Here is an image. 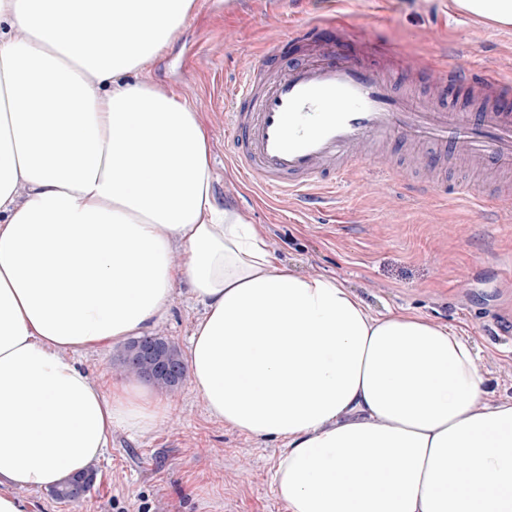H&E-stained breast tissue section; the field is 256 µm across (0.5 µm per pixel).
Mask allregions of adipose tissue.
<instances>
[{"mask_svg":"<svg viewBox=\"0 0 512 512\" xmlns=\"http://www.w3.org/2000/svg\"><path fill=\"white\" fill-rule=\"evenodd\" d=\"M193 7L0 0V512L168 415L80 356L147 334L182 281L205 306L187 375L212 418L281 442L286 512H512V398L470 340L280 264L217 203L198 112L137 78Z\"/></svg>","mask_w":512,"mask_h":512,"instance_id":"adipose-tissue-1","label":"adipose tissue"}]
</instances>
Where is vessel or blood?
Instances as JSON below:
<instances>
[{"mask_svg":"<svg viewBox=\"0 0 512 512\" xmlns=\"http://www.w3.org/2000/svg\"><path fill=\"white\" fill-rule=\"evenodd\" d=\"M346 31L328 21L309 28L280 50L306 46L271 82L259 70L246 71L230 94L231 155L253 185L307 202L332 197L365 161L363 147L402 135L410 144L440 145L480 166L512 170V83L485 75L463 82L449 71L451 84L487 99L479 117L419 104L395 94L381 70L366 62L371 37H357L361 57H329L323 40L344 43Z\"/></svg>","mask_w":512,"mask_h":512,"instance_id":"1","label":"vessel or blood"}]
</instances>
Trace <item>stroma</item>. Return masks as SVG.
<instances>
[{
	"instance_id": "1",
	"label": "stroma",
	"mask_w": 512,
	"mask_h": 512,
	"mask_svg": "<svg viewBox=\"0 0 512 512\" xmlns=\"http://www.w3.org/2000/svg\"><path fill=\"white\" fill-rule=\"evenodd\" d=\"M196 0L185 23L147 72L199 112L207 131L214 194L263 225L277 256L305 273L338 277L374 313L405 309L467 336L492 398L512 397V204L499 200L512 172L478 168L447 150L392 137L337 190L327 222L256 190L229 157L228 90L244 71L282 72L276 45L326 16L368 32L373 52L399 92L450 111H476L465 90L445 86L448 70L473 78L491 71L512 81V27L449 9L448 0ZM409 173L427 194L393 192ZM467 185L469 203L457 189ZM204 314L179 283L153 334L179 349ZM123 342L84 351V368L105 384L127 378ZM168 417L154 429L112 432L96 481L76 502L30 492L36 512H286L276 498L275 441H257L210 417L191 383L161 391Z\"/></svg>"
}]
</instances>
